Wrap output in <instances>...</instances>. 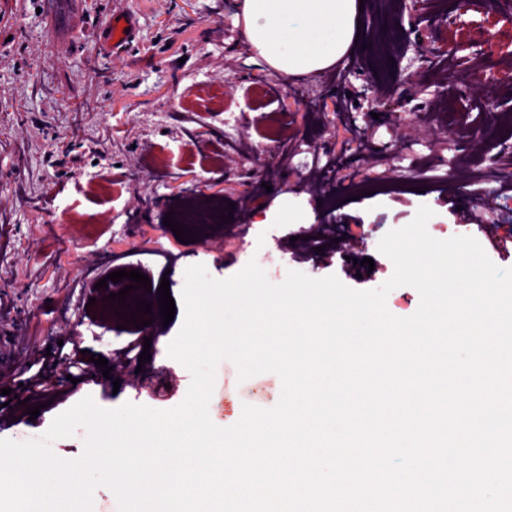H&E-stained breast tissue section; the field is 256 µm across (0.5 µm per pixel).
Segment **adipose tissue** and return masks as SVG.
<instances>
[{
    "label": "adipose tissue",
    "mask_w": 512,
    "mask_h": 512,
    "mask_svg": "<svg viewBox=\"0 0 512 512\" xmlns=\"http://www.w3.org/2000/svg\"><path fill=\"white\" fill-rule=\"evenodd\" d=\"M360 0H234L236 18L268 67L291 80L327 70L358 49Z\"/></svg>",
    "instance_id": "ef3b65f1"
}]
</instances>
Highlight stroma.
I'll use <instances>...</instances> for the list:
<instances>
[{
	"instance_id": "stroma-1",
	"label": "stroma",
	"mask_w": 512,
	"mask_h": 512,
	"mask_svg": "<svg viewBox=\"0 0 512 512\" xmlns=\"http://www.w3.org/2000/svg\"><path fill=\"white\" fill-rule=\"evenodd\" d=\"M13 2L0 14V380L61 340L109 359L147 337L151 358L141 371L119 366L76 383L57 370L56 393L17 406L19 426L0 429V439L39 438L88 395L107 409L181 403L191 376L168 345L185 310L163 323L156 289L169 280L180 299L190 265L222 280L254 259L274 284L295 270L371 290L394 270L381 238L425 204L432 237H473L494 264L512 268V242L489 248L484 232L449 210L471 209L512 180V117L485 121L482 140H472L467 127L480 111L466 75L448 63L455 43H467L486 98L512 99V25L495 11L463 14L442 0L444 26L407 17L397 27L386 0H366L353 72L287 81L249 46L231 0H78L68 27L43 0ZM117 13L134 29L116 49L100 34ZM391 31L422 42L425 55L380 58L371 35ZM377 86L387 94L373 106ZM159 155L167 166L151 167ZM319 157L334 167L316 165ZM211 197L232 220L205 238L185 244L164 225L168 212ZM496 199L512 213V195ZM318 224L351 225L349 263L296 262L301 237ZM284 230L294 242L280 241ZM367 257L369 273L359 265ZM120 270L149 277L152 325L118 329L110 296L122 285L98 282ZM221 366L208 404L215 425L236 424L244 405L277 404V374L248 396L236 366ZM32 405L41 408L34 419Z\"/></svg>"
}]
</instances>
